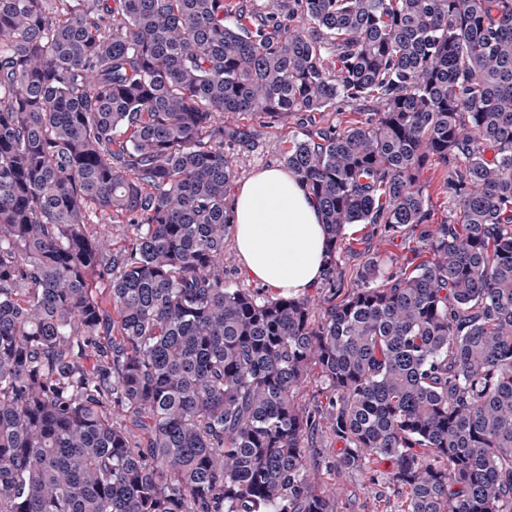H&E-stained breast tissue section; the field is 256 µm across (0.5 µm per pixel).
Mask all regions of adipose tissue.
<instances>
[{"instance_id":"ef3b65f1","label":"adipose tissue","mask_w":512,"mask_h":512,"mask_svg":"<svg viewBox=\"0 0 512 512\" xmlns=\"http://www.w3.org/2000/svg\"><path fill=\"white\" fill-rule=\"evenodd\" d=\"M233 248L245 275L274 292L303 295L324 272L326 229L305 186L273 167L240 182L229 198Z\"/></svg>"}]
</instances>
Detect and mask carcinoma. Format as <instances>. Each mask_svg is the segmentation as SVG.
<instances>
[{
	"mask_svg": "<svg viewBox=\"0 0 512 512\" xmlns=\"http://www.w3.org/2000/svg\"><path fill=\"white\" fill-rule=\"evenodd\" d=\"M255 117L307 123L311 296L224 281ZM353 224L428 259L346 291ZM380 458L400 512H512V0H0V512H336ZM368 107L356 103H339L335 108H329L322 113V120L325 124H342L350 125L356 123L355 120L360 119V114ZM447 176V168L436 166L428 169L424 174L426 181V194L430 198L431 224H440L448 218V197L442 193V185Z\"/></svg>",
	"mask_w": 512,
	"mask_h": 512,
	"instance_id": "carcinoma-1",
	"label": "carcinoma"
}]
</instances>
